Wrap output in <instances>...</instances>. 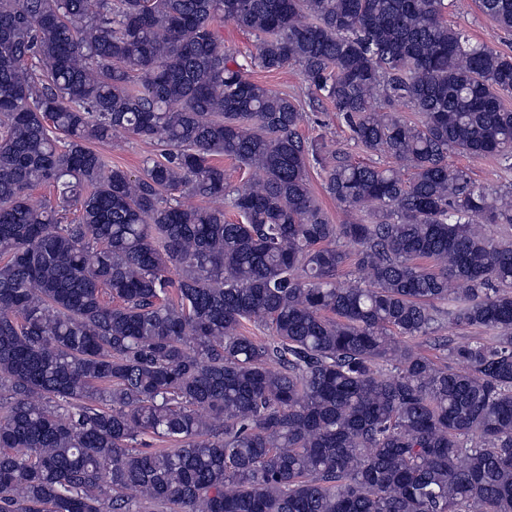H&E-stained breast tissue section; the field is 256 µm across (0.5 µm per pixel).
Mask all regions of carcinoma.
<instances>
[{
    "label": "carcinoma",
    "instance_id": "carcinoma-1",
    "mask_svg": "<svg viewBox=\"0 0 512 512\" xmlns=\"http://www.w3.org/2000/svg\"><path fill=\"white\" fill-rule=\"evenodd\" d=\"M475 2L512 32V0ZM444 9L0 0V512H512V244L475 224H511L512 192L448 161L512 169V55ZM289 64L410 180L303 139L246 74ZM116 133L161 158L111 166ZM312 168L370 221L332 223ZM444 317L495 336L436 361L409 340ZM215 28L224 39V46L240 62L244 58L249 60L250 55L256 53V37L250 31L243 29L233 23L217 22ZM448 159L454 166L465 169L476 184L494 191H512V171L501 170L493 158H471L451 154Z\"/></svg>",
    "mask_w": 512,
    "mask_h": 512
}]
</instances>
